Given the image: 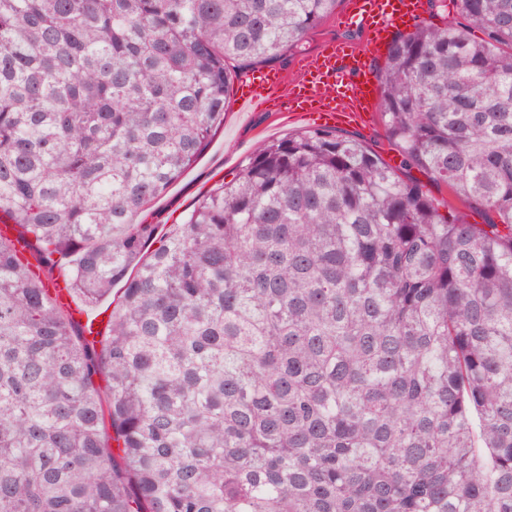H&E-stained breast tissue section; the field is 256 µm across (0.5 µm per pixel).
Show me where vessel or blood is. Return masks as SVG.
I'll return each instance as SVG.
<instances>
[{
  "label": "vessel or blood",
  "instance_id": "1",
  "mask_svg": "<svg viewBox=\"0 0 512 512\" xmlns=\"http://www.w3.org/2000/svg\"><path fill=\"white\" fill-rule=\"evenodd\" d=\"M428 14L429 0H348L338 24L364 31L361 43L326 42L291 77L277 69L252 74L237 89L238 105L281 112L305 109L323 126L360 120L378 107L373 61L397 32Z\"/></svg>",
  "mask_w": 512,
  "mask_h": 512
}]
</instances>
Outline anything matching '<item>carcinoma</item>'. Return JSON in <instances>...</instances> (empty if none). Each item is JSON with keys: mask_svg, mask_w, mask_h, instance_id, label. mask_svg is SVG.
Masks as SVG:
<instances>
[{"mask_svg": "<svg viewBox=\"0 0 512 512\" xmlns=\"http://www.w3.org/2000/svg\"><path fill=\"white\" fill-rule=\"evenodd\" d=\"M339 2L0 0V512H512V0L390 43L399 165L298 131L136 220ZM50 289L57 300L73 313V318L76 322L82 324L83 326L88 322V315L84 311L78 309V307L74 304L75 302L77 305H81L80 300L76 297H72L70 290L66 287L64 282H62L60 279H56L54 281V285L51 286Z\"/></svg>", "mask_w": 512, "mask_h": 512, "instance_id": "1", "label": "carcinoma"}]
</instances>
